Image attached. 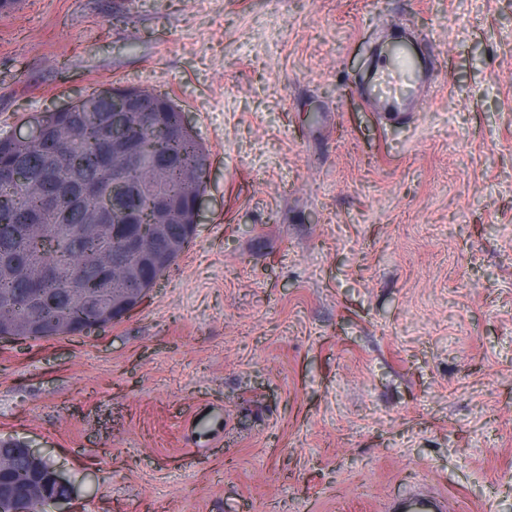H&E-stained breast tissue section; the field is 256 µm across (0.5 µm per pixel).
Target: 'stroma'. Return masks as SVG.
<instances>
[{"label":"stroma","mask_w":512,"mask_h":512,"mask_svg":"<svg viewBox=\"0 0 512 512\" xmlns=\"http://www.w3.org/2000/svg\"><path fill=\"white\" fill-rule=\"evenodd\" d=\"M401 32L432 70L396 119L365 90ZM127 85L209 151L196 235L105 330L0 344V438L68 512H512V0L0 12V136ZM448 499L429 486H420L405 495L392 497L385 505L386 512H447Z\"/></svg>","instance_id":"1"}]
</instances>
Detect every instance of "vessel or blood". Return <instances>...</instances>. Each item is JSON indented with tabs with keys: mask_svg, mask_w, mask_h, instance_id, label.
<instances>
[{
	"mask_svg": "<svg viewBox=\"0 0 512 512\" xmlns=\"http://www.w3.org/2000/svg\"><path fill=\"white\" fill-rule=\"evenodd\" d=\"M424 80L425 70L420 61L404 54L396 67L375 76L370 96L388 112L397 114L417 101ZM448 509L447 497L429 486L392 497L385 505V512H448Z\"/></svg>",
	"mask_w": 512,
	"mask_h": 512,
	"instance_id": "obj_1",
	"label": "vessel or blood"
}]
</instances>
